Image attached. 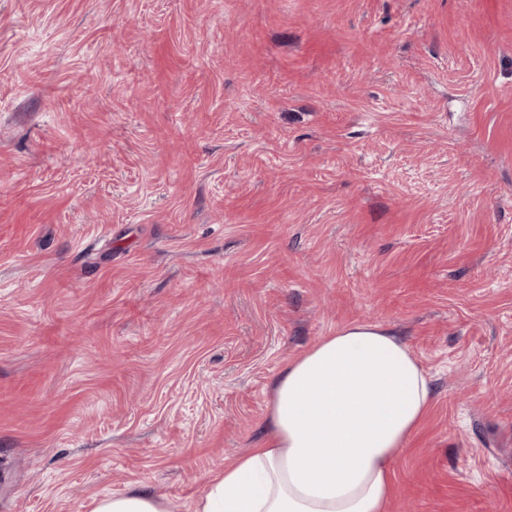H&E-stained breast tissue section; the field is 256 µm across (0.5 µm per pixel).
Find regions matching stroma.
<instances>
[{
    "mask_svg": "<svg viewBox=\"0 0 512 512\" xmlns=\"http://www.w3.org/2000/svg\"><path fill=\"white\" fill-rule=\"evenodd\" d=\"M355 323L390 512H512V0H0V512L186 510ZM180 506L149 492L132 491L101 498L93 512H180Z\"/></svg>",
    "mask_w": 512,
    "mask_h": 512,
    "instance_id": "35a3bbf8",
    "label": "stroma"
}]
</instances>
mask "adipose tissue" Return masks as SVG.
Segmentation results:
<instances>
[{
    "label": "adipose tissue",
    "instance_id": "1",
    "mask_svg": "<svg viewBox=\"0 0 512 512\" xmlns=\"http://www.w3.org/2000/svg\"><path fill=\"white\" fill-rule=\"evenodd\" d=\"M434 399L411 346L354 324L288 361L262 442L210 475L191 512H389L392 470ZM93 512H180L149 492L101 498Z\"/></svg>",
    "mask_w": 512,
    "mask_h": 512
}]
</instances>
